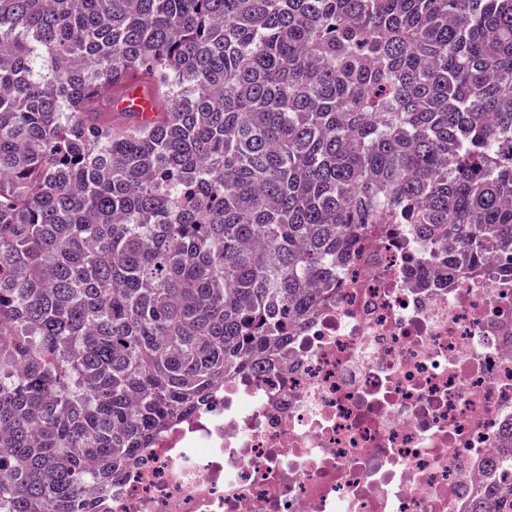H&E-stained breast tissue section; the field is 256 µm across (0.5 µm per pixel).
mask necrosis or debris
<instances>
[{"label":"necrosis or debris","instance_id":"necrosis-or-debris-1","mask_svg":"<svg viewBox=\"0 0 512 512\" xmlns=\"http://www.w3.org/2000/svg\"><path fill=\"white\" fill-rule=\"evenodd\" d=\"M370 233L271 367L157 430L101 512H467L512 429V279Z\"/></svg>","mask_w":512,"mask_h":512}]
</instances>
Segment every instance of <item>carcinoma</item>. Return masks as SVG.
<instances>
[{
    "label": "carcinoma",
    "mask_w": 512,
    "mask_h": 512,
    "mask_svg": "<svg viewBox=\"0 0 512 512\" xmlns=\"http://www.w3.org/2000/svg\"><path fill=\"white\" fill-rule=\"evenodd\" d=\"M131 71L166 107L114 125ZM508 142L512 0H0V506L98 512L374 224L512 278Z\"/></svg>",
    "instance_id": "obj_1"
}]
</instances>
